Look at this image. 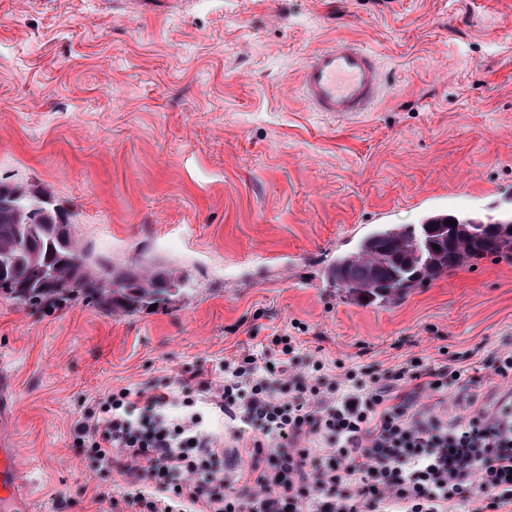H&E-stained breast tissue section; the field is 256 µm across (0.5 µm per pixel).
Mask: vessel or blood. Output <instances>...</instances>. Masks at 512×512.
<instances>
[{"label":"vessel or blood","mask_w":512,"mask_h":512,"mask_svg":"<svg viewBox=\"0 0 512 512\" xmlns=\"http://www.w3.org/2000/svg\"><path fill=\"white\" fill-rule=\"evenodd\" d=\"M382 84L374 54L358 40L340 38L308 56L300 94L311 111L345 123L371 111ZM0 512H36L19 453L1 439Z\"/></svg>","instance_id":"b4317fda"}]
</instances>
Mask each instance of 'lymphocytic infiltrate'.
Masks as SVG:
<instances>
[{
    "instance_id": "lymphocytic-infiltrate-1",
    "label": "lymphocytic infiltrate",
    "mask_w": 512,
    "mask_h": 512,
    "mask_svg": "<svg viewBox=\"0 0 512 512\" xmlns=\"http://www.w3.org/2000/svg\"><path fill=\"white\" fill-rule=\"evenodd\" d=\"M277 378L247 353L222 381L196 370L179 392L124 387L87 407L74 436L89 458L118 467L128 488L114 512H503L512 507V393L448 421L418 402L469 383L468 367L413 359L360 382L310 358L296 339L268 337ZM235 421L226 434L203 406ZM323 447H314L315 437ZM235 480H228V472Z\"/></svg>"
}]
</instances>
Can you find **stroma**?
Returning <instances> with one entry per match:
<instances>
[{
  "label": "stroma",
  "mask_w": 512,
  "mask_h": 512,
  "mask_svg": "<svg viewBox=\"0 0 512 512\" xmlns=\"http://www.w3.org/2000/svg\"><path fill=\"white\" fill-rule=\"evenodd\" d=\"M337 38L384 78L347 125L299 96ZM0 183L47 186L95 253L183 286L117 312L0 291V433L39 512H112L126 488L74 440L101 394L221 379L275 332L303 365L467 364L472 385L420 395L452 418L512 390L490 365L512 349V258L393 301L321 272L380 223L512 217V0H0Z\"/></svg>",
  "instance_id": "obj_1"
}]
</instances>
